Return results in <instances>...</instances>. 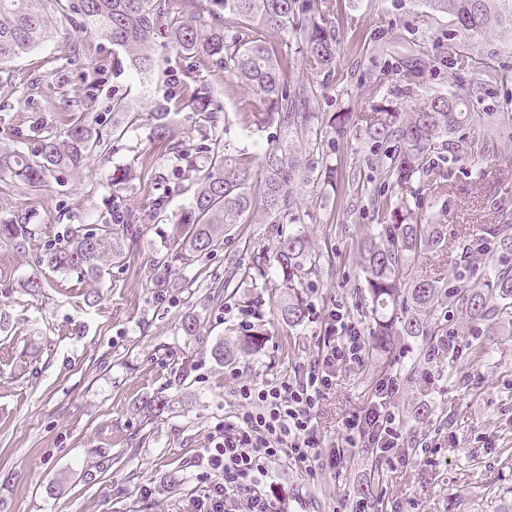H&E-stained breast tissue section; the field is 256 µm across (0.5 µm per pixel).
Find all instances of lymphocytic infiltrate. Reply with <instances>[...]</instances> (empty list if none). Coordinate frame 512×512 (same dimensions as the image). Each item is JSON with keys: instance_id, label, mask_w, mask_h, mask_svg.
Returning a JSON list of instances; mask_svg holds the SVG:
<instances>
[{"instance_id": "f902f5d3", "label": "lymphocytic infiltrate", "mask_w": 512, "mask_h": 512, "mask_svg": "<svg viewBox=\"0 0 512 512\" xmlns=\"http://www.w3.org/2000/svg\"><path fill=\"white\" fill-rule=\"evenodd\" d=\"M319 352L296 380L238 383V408L224 419V433L211 437L198 458L205 485L191 512H278L277 500L264 489L273 463L288 460L309 475L338 471L346 449L369 448L392 463L402 439L392 410L397 377L382 380L378 403L346 416L336 440L324 442L313 415L336 386L343 368L362 365L368 339L359 323L335 306L323 317Z\"/></svg>"}]
</instances>
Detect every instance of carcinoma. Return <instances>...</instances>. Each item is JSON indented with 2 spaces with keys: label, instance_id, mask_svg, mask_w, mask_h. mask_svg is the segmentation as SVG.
I'll list each match as a JSON object with an SVG mask.
<instances>
[{
  "label": "carcinoma",
  "instance_id": "cac0c4a2",
  "mask_svg": "<svg viewBox=\"0 0 512 512\" xmlns=\"http://www.w3.org/2000/svg\"><path fill=\"white\" fill-rule=\"evenodd\" d=\"M299 0H207L203 13L178 11L174 0H0V63L38 47L52 34L53 16L92 38L112 43L113 69L128 67L147 78L159 52L178 57L165 102L147 114L135 111L124 96L112 98V138L85 123L75 109L67 110L64 127L34 126L36 146L26 154L0 146V182L19 196L36 194L53 180L86 168L94 154L110 150L111 139L148 120L153 141L196 189L173 224L169 250L174 261L192 265L224 249V238L259 212L268 224H287L274 262H257L251 269L231 272L214 285L212 300L236 295L242 284L262 281L275 295L287 294L279 318L288 326L308 315L307 285L318 275L324 252L316 249L304 229V217L294 212L292 186L298 181L330 184L336 169L326 161L308 163L303 149L322 146L324 131L336 129L338 116L306 111L311 87L290 85L292 63L274 42H294L304 51L312 71H330L336 63L333 36L318 21L300 17L311 4ZM436 12L452 14L469 34L480 39L494 29L512 30V0H425ZM213 62L256 95L253 111L243 114L247 127L275 128L258 164L239 154L224 139L221 116L208 92L188 82L200 67ZM200 142L194 150L174 138L173 116L184 109ZM496 113L475 118L456 95L435 97L415 112H396L377 105L359 117L372 143L376 167L395 186L427 177L435 160L479 157L489 148L477 127L491 128ZM164 196L148 198L138 211L112 205L98 224H66L53 235L32 223V212L17 206L0 218V244L35 253L37 266L49 265L66 283L82 284L99 277L104 264L138 246L143 226L163 209ZM379 223L356 242V251L370 296L372 347L390 353L409 339L422 349L448 335L440 312L466 320L484 332L494 331L503 314H512V264L501 263L479 275L471 274L450 288L442 270L415 275L424 257L448 249V225L430 224L403 200L376 202ZM482 241L503 256H512V224H489ZM32 298L44 295L45 283L35 272L20 285ZM266 331L254 325L234 347L219 343L211 349L218 361L235 354L254 355Z\"/></svg>",
  "mask_w": 512,
  "mask_h": 512
}]
</instances>
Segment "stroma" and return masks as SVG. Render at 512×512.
Wrapping results in <instances>:
<instances>
[{
  "label": "stroma",
  "mask_w": 512,
  "mask_h": 512,
  "mask_svg": "<svg viewBox=\"0 0 512 512\" xmlns=\"http://www.w3.org/2000/svg\"><path fill=\"white\" fill-rule=\"evenodd\" d=\"M310 2L336 39V68L317 74L298 62L291 75L311 85L310 111L341 112L350 120L324 141L335 184L293 187L307 214L306 230L329 255L308 285V300L320 310L344 305L365 324L371 302L354 244L377 221L376 197H406L412 209L452 234L464 227L477 238L484 225L512 224V112L502 111L512 99V32L473 40L452 15L432 11L424 0ZM111 60V43L74 31L69 41L53 37L0 65V143L31 151L33 141L19 139V132L34 120L58 125L68 98L105 133L112 128L113 95L135 99L143 113L162 102L169 90L165 72L146 82L128 69H100ZM194 83L208 88L224 114L231 146L260 154L276 131L245 130L240 116L250 111L254 94L215 66L202 68ZM451 93L473 115L499 113L493 156L441 163L417 192L380 180L357 116L384 100L410 112ZM154 149L149 125L133 127L116 150L93 158L67 187L49 183L29 200L36 223H98L115 194L107 178L118 169L130 173L117 193L127 205L137 208L166 194L164 211L145 228L139 246L98 280L65 291L59 273L50 271L45 297L32 299L18 285L33 271V254L0 245V316L9 322L0 349L14 357L0 362V512H187L202 484L194 460L223 430L225 415L235 412L237 379L292 378L317 354L320 321L288 327L275 317L278 297L264 288H246L220 303L209 297L210 284L228 271L251 266L258 253L274 255L280 225H246L200 265L167 263L165 238L194 189L178 179L165 155L144 171L140 156ZM441 184L447 192H438ZM500 261L492 245L468 259L452 245L426 266L450 275ZM186 279L194 280V295L183 291ZM247 296L257 305L245 307ZM188 313L203 322L205 343L180 336ZM258 323L268 332L259 354L215 360L212 346L233 342ZM448 328L456 335V361L444 352L373 353L364 365L342 370L314 419L321 435L336 437L345 416L374 403L382 378L398 376L404 464L392 468L367 449L350 448L340 476L312 478L279 461L267 481L282 512H336L359 486L371 489L374 512H505L512 505V462L503 454L512 448V320L502 319L489 336L456 321ZM476 340L491 353L481 365L471 362L467 349ZM413 360L415 373L406 375L401 366ZM159 392L172 399V411L145 417L140 403ZM420 406L429 408L428 420L418 419ZM424 442L438 447L428 462ZM103 448L112 456L109 467L85 479ZM60 477L63 488L48 494Z\"/></svg>",
  "instance_id": "1"
}]
</instances>
